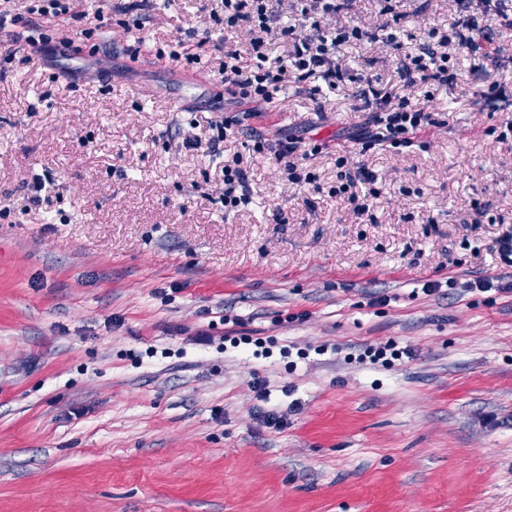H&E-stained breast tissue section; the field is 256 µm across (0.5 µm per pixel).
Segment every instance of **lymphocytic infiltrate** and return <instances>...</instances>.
I'll use <instances>...</instances> for the list:
<instances>
[{"label":"lymphocytic infiltrate","mask_w":512,"mask_h":512,"mask_svg":"<svg viewBox=\"0 0 512 512\" xmlns=\"http://www.w3.org/2000/svg\"><path fill=\"white\" fill-rule=\"evenodd\" d=\"M220 2L219 10L209 15L226 38L219 73L225 94L242 104L259 107L272 103L288 84L315 78L336 89L348 76L340 55L344 45L379 42L396 51L404 85L389 90L381 87L378 79H367L363 98L375 102L376 109L364 126L346 134L359 160L353 163L350 156H338L336 183L327 189L329 196L348 201L359 216L367 214L382 195L364 156L377 149L411 147L418 131L440 124L437 113L427 111L415 97V90L453 83L457 56H473L481 50L485 16L496 14L501 27L512 30V13H506L504 0H457L458 18L448 31L431 28L414 34L409 49L398 36L404 15L396 10L397 0H379L383 21L373 29L354 23L330 25V18L344 10L350 0H293L294 21L290 24L281 22L275 0ZM239 34L244 35V43H236ZM269 38L285 43L286 54L269 57L264 51ZM251 140L254 153L270 152L283 162L289 183L315 192L322 189L308 161L322 153L323 144L295 134L271 139L256 133Z\"/></svg>","instance_id":"1"}]
</instances>
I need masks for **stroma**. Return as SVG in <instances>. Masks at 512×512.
<instances>
[{"mask_svg": "<svg viewBox=\"0 0 512 512\" xmlns=\"http://www.w3.org/2000/svg\"><path fill=\"white\" fill-rule=\"evenodd\" d=\"M127 5L83 0L84 18H61L73 44L59 64L76 80L24 43L0 55V512H512V297L423 292L512 272L498 250L512 137L497 136L512 121V35L485 17L499 110H481L460 58L428 104L442 125L365 156L383 195L358 217L248 143L309 130L328 144L310 163L335 184L364 77L400 83L391 48H343L351 80L288 86L279 114L210 156L215 122L238 109L201 42L216 0H150L136 60L108 29L81 34L86 15ZM397 9L407 28L444 31L457 5ZM179 39L203 48L201 87L153 53ZM238 158L250 202L228 212ZM375 292L388 304L369 305ZM228 316L265 354L225 341ZM388 342L413 359L359 361Z\"/></svg>", "mask_w": 512, "mask_h": 512, "instance_id": "1", "label": "stroma"}]
</instances>
